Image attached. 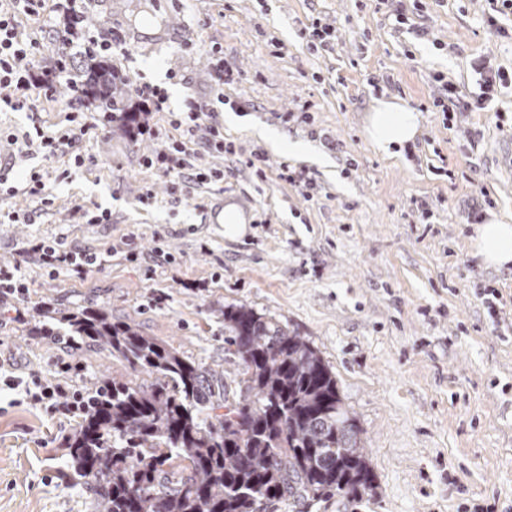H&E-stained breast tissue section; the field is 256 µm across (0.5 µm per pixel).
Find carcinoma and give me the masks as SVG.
<instances>
[{"label": "carcinoma", "mask_w": 512, "mask_h": 512, "mask_svg": "<svg viewBox=\"0 0 512 512\" xmlns=\"http://www.w3.org/2000/svg\"><path fill=\"white\" fill-rule=\"evenodd\" d=\"M84 101L131 131V78L109 54L85 56ZM29 336L108 350L133 371L100 384L70 438L69 463L95 512H313L374 489L361 429L329 365L305 338L245 304L224 307V356L239 395L112 310L47 303Z\"/></svg>", "instance_id": "1"}]
</instances>
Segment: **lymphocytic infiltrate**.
<instances>
[{
	"mask_svg": "<svg viewBox=\"0 0 512 512\" xmlns=\"http://www.w3.org/2000/svg\"><path fill=\"white\" fill-rule=\"evenodd\" d=\"M45 0H0V105L12 110L33 106L34 91H42L52 98L67 83L70 73L59 65L41 66L39 59L43 47L40 39L21 38L17 16L39 19L44 14ZM214 94L211 103H189L186 112L172 119L171 125L179 130L178 138L169 140L164 149L143 159L147 167L169 175L177 174L193 183H211L223 180V170L202 164L206 155H221L229 149L224 140V127L216 120V112L224 101V88L238 83L239 77L228 68L220 55H213ZM22 254L34 257L50 278L61 271L83 274L100 266L104 257L80 248H63L59 240L39 239L27 242ZM62 379L44 382L41 376L20 378L10 374L0 378L8 389L23 390L32 405L45 412L75 416L81 414L88 402L83 390L70 384L69 366H62Z\"/></svg>",
	"mask_w": 512,
	"mask_h": 512,
	"instance_id": "1",
	"label": "lymphocytic infiltrate"
}]
</instances>
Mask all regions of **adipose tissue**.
<instances>
[{
	"instance_id": "adipose-tissue-1",
	"label": "adipose tissue",
	"mask_w": 512,
	"mask_h": 512,
	"mask_svg": "<svg viewBox=\"0 0 512 512\" xmlns=\"http://www.w3.org/2000/svg\"><path fill=\"white\" fill-rule=\"evenodd\" d=\"M421 115L404 101L376 100L364 118V135L376 152L391 156L396 149L414 142L420 132ZM472 254L485 268L505 269L512 265V224L496 220L476 225Z\"/></svg>"
}]
</instances>
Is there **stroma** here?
<instances>
[{"instance_id":"obj_1","label":"stroma","mask_w":512,"mask_h":512,"mask_svg":"<svg viewBox=\"0 0 512 512\" xmlns=\"http://www.w3.org/2000/svg\"><path fill=\"white\" fill-rule=\"evenodd\" d=\"M499 0H95L92 30L112 24L126 40L117 65L164 90L145 134L104 126L72 151L43 157L26 140L34 127L64 132L69 96L37 111L0 112V143L13 158L0 210L28 215L0 222V261L19 264L32 284L0 326V368L52 380L61 364L77 387L129 377L111 353H68L51 337L22 335L42 305L87 299L140 324L226 379L224 308L245 304L317 348L363 432L375 491L348 512H512V328L493 325L480 291L502 294L512 319V269L484 268L472 255L467 217L512 224V87L487 108L436 107L444 84L467 95L484 56L512 74V37L485 21ZM406 24H398L397 14ZM333 27L328 44L314 25ZM240 74L224 95L233 152L204 157L220 182H179L143 166L163 149L170 113L205 101L214 85L210 50ZM395 97L421 114L415 141L391 157L367 142L374 100ZM262 126L300 142L303 154L254 137ZM267 157L265 177L247 160ZM87 157L75 167V154ZM312 180L311 196L279 168ZM44 173L53 202L24 194L30 171ZM151 188L155 197L138 196ZM239 205L245 236L224 235V207ZM110 210L108 224L84 223L75 206ZM131 235L137 261L117 255L77 276L49 279L25 242L63 238L103 251ZM164 242L175 263L156 260ZM77 418L52 416L19 391L0 390V512H94L70 474Z\"/></svg>"}]
</instances>
